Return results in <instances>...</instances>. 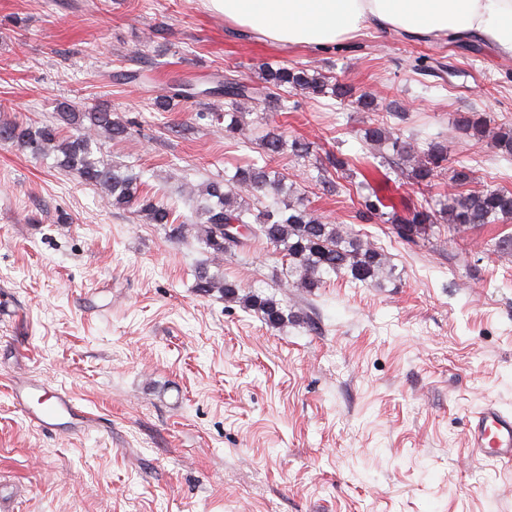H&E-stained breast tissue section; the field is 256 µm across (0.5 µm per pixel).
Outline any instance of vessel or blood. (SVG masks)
Wrapping results in <instances>:
<instances>
[{
    "instance_id": "vessel-or-blood-1",
    "label": "vessel or blood",
    "mask_w": 512,
    "mask_h": 512,
    "mask_svg": "<svg viewBox=\"0 0 512 512\" xmlns=\"http://www.w3.org/2000/svg\"><path fill=\"white\" fill-rule=\"evenodd\" d=\"M12 396L26 418L46 430L58 417L78 413L72 398L65 392L40 400L34 387L19 386L13 389ZM469 440L475 456L511 462L512 415L495 405H484L472 416Z\"/></svg>"
}]
</instances>
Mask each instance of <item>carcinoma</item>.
I'll list each match as a JSON object with an SVG mask.
<instances>
[{"label":"carcinoma","mask_w":512,"mask_h":512,"mask_svg":"<svg viewBox=\"0 0 512 512\" xmlns=\"http://www.w3.org/2000/svg\"><path fill=\"white\" fill-rule=\"evenodd\" d=\"M301 93L308 97H330L339 101L352 100L363 112L378 108L377 98L369 93L356 94L355 88L337 78L328 77L308 64L272 68L261 65L258 81L224 78V135L233 138L242 127L239 104L251 100L274 99L277 107L288 109V95ZM75 128L66 134L64 127ZM453 128L461 135L482 141L490 140L502 156L512 158V124L490 127L483 113L458 112L452 119ZM127 134V126L112 118V111L101 107L93 112H60L57 122L29 128L19 123L0 125V140L16 142L39 156L55 152L62 168L104 190L112 206L139 207L152 224L172 223L173 209L161 201L140 194L135 179L120 173L99 157L92 145L99 138L119 140ZM365 139L387 147L391 154L388 164L400 172L406 182L429 190L436 178L446 176L459 187L473 182V170L460 163L448 167V143L432 140L420 155H414L411 144L380 119L365 130ZM264 165L256 163L236 168L234 174L221 181L209 182L200 193L195 219L200 224L202 241L215 257L241 248L244 242L224 232V226L238 224L250 230L251 238L283 249L288 256V272L298 276L296 287L308 292L323 287L324 277L345 276L356 284H377L384 274L386 260L376 247L351 228L329 224L316 216L300 197L279 199L286 176L276 166L277 160L289 154L297 163H306L311 155L310 144L294 138L286 139L279 126L266 125L259 140ZM353 179L351 158L339 153L327 156V164L317 168V175L307 180L322 186L333 183L331 174ZM358 218L390 225L391 233L406 243L416 244L426 239L434 229L446 228L453 233L476 229L485 224L512 221V190L483 189L458 192L443 200L426 199L417 207L383 210L379 199L362 197ZM195 288L208 294L217 290L227 301L238 302L243 308L261 314L270 326H278L299 315L282 307L275 296L255 291L242 293V285L228 280L221 273H210L202 267L196 272Z\"/></svg>","instance_id":"carcinoma-1"}]
</instances>
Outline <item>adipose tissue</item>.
I'll return each instance as SVG.
<instances>
[{"instance_id": "ef3b65f1", "label": "adipose tissue", "mask_w": 512, "mask_h": 512, "mask_svg": "<svg viewBox=\"0 0 512 512\" xmlns=\"http://www.w3.org/2000/svg\"><path fill=\"white\" fill-rule=\"evenodd\" d=\"M226 22L283 46H331L365 28L465 33L512 55V0H208Z\"/></svg>"}]
</instances>
